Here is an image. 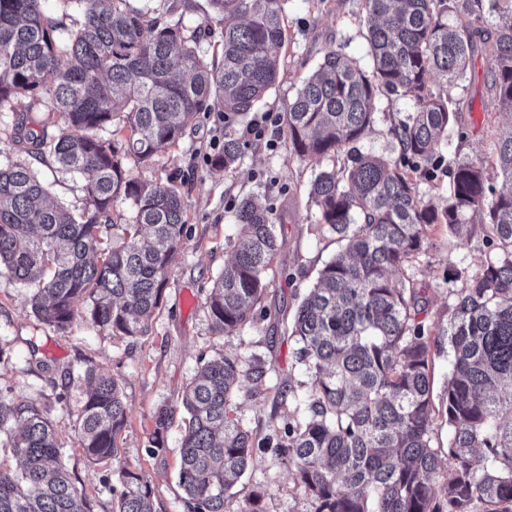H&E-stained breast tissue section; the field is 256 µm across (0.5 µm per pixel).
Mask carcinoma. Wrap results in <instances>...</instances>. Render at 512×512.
<instances>
[{"instance_id":"obj_1","label":"carcinoma","mask_w":512,"mask_h":512,"mask_svg":"<svg viewBox=\"0 0 512 512\" xmlns=\"http://www.w3.org/2000/svg\"><path fill=\"white\" fill-rule=\"evenodd\" d=\"M40 2L0 0V112L13 113L0 134L15 146L0 161V270L29 288L34 316L61 332L82 306L93 326L142 336L162 303L186 211L176 177L134 169L180 146L210 112L224 116L212 169L240 165L239 124L279 75L285 0H210L221 24V53L211 58L199 49L201 27H187L182 14L169 19L173 0H60L78 15L69 29ZM363 13L371 65L327 51L282 116L297 158L316 166L341 151L345 158L320 169L308 192L319 228L342 247L292 317L286 340L310 393L301 418L275 430L274 448L313 512H512V132L495 161L506 191L467 161L448 167L442 204L421 196L414 179L421 170L434 180L442 169L454 93L487 20L470 0H363ZM490 55L497 109L512 113V17L497 25ZM383 96L413 102L388 129L399 147L393 164L358 147ZM47 156L81 178L79 208L51 201L31 164ZM118 200L129 210L114 218ZM470 213L483 216L496 254L449 290L437 332L452 360L437 407V338L418 319L423 297L405 268L428 251L437 227L462 238ZM234 219L239 245L209 295L212 329L224 336L266 316V274L284 247L269 203L243 197ZM116 229L123 244L101 252L102 236ZM267 374L261 356L226 354L204 362L186 387L177 483L187 512H224L254 465L252 434L231 416L232 401ZM77 381L86 385L75 411L81 446L91 463L109 461L126 425L121 385L93 366L63 370V391ZM169 419L157 413L154 453ZM438 419L448 426L445 450L433 444ZM2 436L22 465H0V512H95L37 410L0 400ZM116 512H158L145 475L122 472Z\"/></svg>"}]
</instances>
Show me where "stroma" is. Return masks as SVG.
I'll return each mask as SVG.
<instances>
[{"label": "stroma", "mask_w": 512, "mask_h": 512, "mask_svg": "<svg viewBox=\"0 0 512 512\" xmlns=\"http://www.w3.org/2000/svg\"><path fill=\"white\" fill-rule=\"evenodd\" d=\"M288 44L275 87L256 109L268 116L266 134L251 139L236 171L216 173L207 164L209 155L224 146V122L217 114L200 118L179 148L160 155L151 176L176 175L187 214L183 238L165 288L162 306L150 320L145 336L131 340L93 327L77 318L61 333L34 317L28 292L0 271V398L8 404L32 405L48 418L61 445L67 471L96 501V512H113L120 472L129 468L151 479L160 512H186L176 469L185 413L181 406L184 388L195 375L201 359L226 353L264 354L272 359L266 385L259 395L242 391L235 415L260 441L256 462L232 497L226 512H239L252 491L265 492L264 512H313L309 498L297 487L294 468L274 448L264 446L275 422L276 391L282 380H290L296 394H305L308 377L292 365V346L284 338V326L274 317L256 319L234 336L216 334L211 325L206 298L214 278L223 270L234 250L237 226L232 205L238 197L258 193L271 198L280 215V235L285 246L272 268L265 304L268 309L296 308L319 269L339 245L335 238L316 228L318 212L308 198L315 170L288 149L280 121L302 79L336 49L368 65L361 0H287ZM494 77L487 45H477L456 91L453 108L458 123L448 130L442 148L445 159L482 165L494 186L502 178L493 167L503 135L512 129V117L497 111ZM413 109L408 99L382 100L373 129L359 143L362 152L396 161L399 148L389 136L395 119ZM471 230L465 240L452 238L440 226L430 235L426 254L415 259L409 274L426 300L421 314L425 323L438 324L448 316L447 265L463 274L478 273L495 249L478 216H467ZM40 360L55 361L56 371H40ZM86 361L122 384L127 425L118 439L116 459L91 464L79 443L70 407L80 395L71 388L67 401H60L58 369ZM167 409L171 424L165 448L158 454L146 451L159 409Z\"/></svg>", "instance_id": "stroma-1"}]
</instances>
